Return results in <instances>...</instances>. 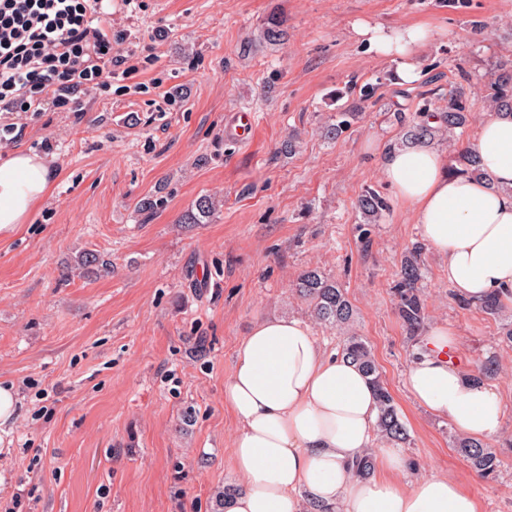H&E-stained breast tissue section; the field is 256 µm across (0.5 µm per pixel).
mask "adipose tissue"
Masks as SVG:
<instances>
[{
	"label": "adipose tissue",
	"mask_w": 512,
	"mask_h": 512,
	"mask_svg": "<svg viewBox=\"0 0 512 512\" xmlns=\"http://www.w3.org/2000/svg\"><path fill=\"white\" fill-rule=\"evenodd\" d=\"M353 31L378 55L397 60L400 82L416 80L413 52L432 37L424 24L387 29L358 20ZM470 148L489 181L450 173L447 158L423 144L388 155L384 181L407 207L421 236L448 261V285L459 299L495 296L512 305V116L490 114ZM43 157L13 151L0 159V238L17 233L53 182ZM446 326L423 336L405 386L420 407L474 438L503 423L498 392L449 363ZM224 405L237 427L231 465L238 490L226 512H479L475 495L439 473L410 476L411 462L376 442L377 410L367 377L326 352L309 325L266 319L241 341L224 381ZM374 449L378 475L353 471Z\"/></svg>",
	"instance_id": "ef3b65f1"
}]
</instances>
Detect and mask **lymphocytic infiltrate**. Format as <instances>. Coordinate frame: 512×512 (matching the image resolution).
<instances>
[{"mask_svg":"<svg viewBox=\"0 0 512 512\" xmlns=\"http://www.w3.org/2000/svg\"><path fill=\"white\" fill-rule=\"evenodd\" d=\"M103 0H0V111H78L88 88L127 74Z\"/></svg>","mask_w":512,"mask_h":512,"instance_id":"f902f5d3","label":"lymphocytic infiltrate"}]
</instances>
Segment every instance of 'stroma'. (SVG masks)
<instances>
[{
	"mask_svg": "<svg viewBox=\"0 0 512 512\" xmlns=\"http://www.w3.org/2000/svg\"><path fill=\"white\" fill-rule=\"evenodd\" d=\"M112 29L142 62L88 89L78 112H0V153L53 158L55 179L21 231L0 239V381L18 406L0 446V512H209L224 485L236 429L224 379L252 326L292 316L327 351L339 330L314 323L292 288L316 268L336 278L356 313L406 423L400 453L421 471L448 474L480 512H512V307L498 316L460 301L448 264L424 249L421 285L430 321L456 339L461 367L495 360L489 376L504 423L489 437L503 464L476 473L446 419L418 407L404 386L412 346L391 293L400 260L421 235L390 203L362 244L355 203L387 191L384 152L402 129L395 112L448 91L430 75L461 68L477 90L497 58L512 55V0H144L131 11L105 0ZM283 45L261 40L270 15ZM427 24L419 80L398 84L396 65L369 51L352 24ZM486 22L474 37L471 21ZM377 85L362 103L347 86ZM358 121L338 141L320 125L340 107ZM249 112L248 140L226 130ZM298 132L293 154L281 145ZM162 195L163 209L142 211ZM203 195L217 209L182 223ZM109 257L111 273L71 270L75 256ZM192 422H185L184 414Z\"/></svg>",
	"mask_w": 512,
	"mask_h": 512,
	"instance_id": "stroma-1",
	"label": "stroma"
}]
</instances>
